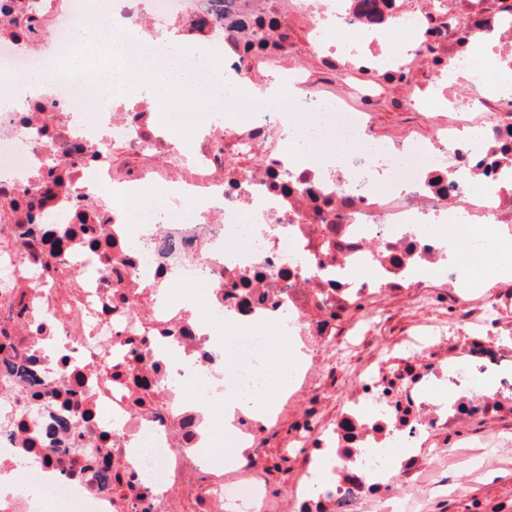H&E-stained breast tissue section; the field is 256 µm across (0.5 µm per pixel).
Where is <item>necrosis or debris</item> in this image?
Returning <instances> with one entry per match:
<instances>
[{
    "instance_id": "obj_1",
    "label": "necrosis or debris",
    "mask_w": 512,
    "mask_h": 512,
    "mask_svg": "<svg viewBox=\"0 0 512 512\" xmlns=\"http://www.w3.org/2000/svg\"><path fill=\"white\" fill-rule=\"evenodd\" d=\"M88 2L0 0V72L42 77L0 109V476L27 474L0 485V512H45L49 496L73 512H427L426 491L463 495V429L512 420V285L471 294L468 268L448 264L452 240L487 260L485 225L512 238V0H112L119 48L162 63L177 41L183 68L219 70L202 95L226 123L203 120L189 154L145 89L52 67ZM293 20L301 51L284 39ZM392 29L406 38L390 51ZM477 46L500 78L474 73L463 109L448 70ZM404 81L410 107L436 91L450 104L423 136L382 141L373 116ZM90 105L98 123L76 122ZM115 184L177 188L195 218L130 216L103 194ZM255 209L264 231L229 250ZM428 271L449 319L363 361L329 412L337 352L361 346L383 302L418 300ZM173 282L189 295L160 301ZM266 319L287 322L302 361L280 411H234L245 459L220 467L192 391L257 392L265 342L227 333ZM285 408L303 468L274 497L256 450ZM397 448L413 454L394 464Z\"/></svg>"
}]
</instances>
